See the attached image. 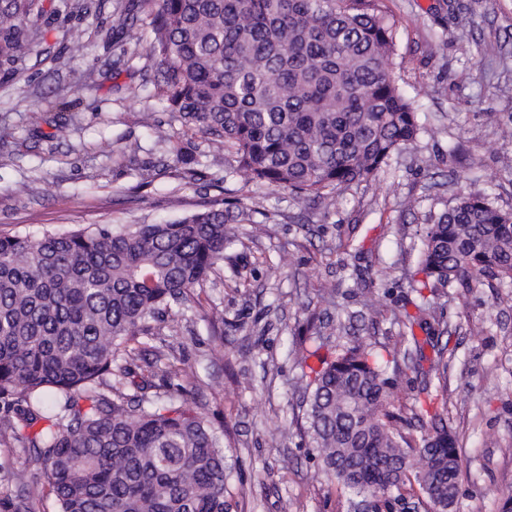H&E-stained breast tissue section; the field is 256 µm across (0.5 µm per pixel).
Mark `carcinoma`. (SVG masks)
<instances>
[{"label": "carcinoma", "mask_w": 512, "mask_h": 512, "mask_svg": "<svg viewBox=\"0 0 512 512\" xmlns=\"http://www.w3.org/2000/svg\"><path fill=\"white\" fill-rule=\"evenodd\" d=\"M44 0H0V57L21 58L23 23ZM146 39L122 52L156 59L155 97L184 127L211 135L229 172L288 190L300 209L373 177L414 147L418 115L389 61L397 20L390 0H131ZM420 234V287L512 284V211L461 190L431 211ZM251 214L209 207L165 224H90L33 238L0 232V441L44 480L24 496H53L56 512H227L223 433L179 387L149 395L153 365L134 375L141 337L185 306ZM394 315L404 358L420 364L414 327L436 349L426 387L446 389L448 332L441 304ZM389 361L352 340L311 370L294 421L320 471L341 493L391 512L420 494L426 512L458 498L461 456L447 401L427 392L420 439L391 410Z\"/></svg>", "instance_id": "1"}]
</instances>
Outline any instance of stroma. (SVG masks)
<instances>
[{"mask_svg":"<svg viewBox=\"0 0 512 512\" xmlns=\"http://www.w3.org/2000/svg\"><path fill=\"white\" fill-rule=\"evenodd\" d=\"M63 2L45 0L29 21L35 37L24 59L0 58V231L154 224L216 202L252 210L196 303L148 340L143 358L195 364L180 385L224 430L230 512H281L286 502L292 512H348L307 440L288 434L292 411L308 369L342 345L338 322L378 342L385 359H402L397 326L362 308L360 292L371 289L389 312L419 303L407 279L416 231L430 208L452 201L458 178L512 210V142L501 137L512 126V0H392L393 67L422 133L374 178L306 214L288 192L228 174L208 135H184L154 96L156 60L121 52L126 0ZM59 123L67 138H55ZM128 141L137 153L123 152ZM188 166L200 180L185 178ZM433 298L448 325L457 512H500L489 488L512 489V288L477 284ZM311 313L323 339H297ZM34 472L21 449L0 445V512H55L51 497L24 499Z\"/></svg>","mask_w":512,"mask_h":512,"instance_id":"obj_1","label":"stroma"}]
</instances>
